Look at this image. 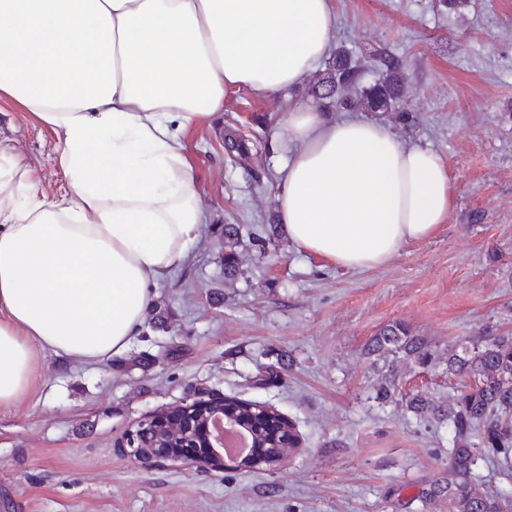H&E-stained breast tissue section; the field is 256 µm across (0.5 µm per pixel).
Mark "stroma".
<instances>
[{
	"mask_svg": "<svg viewBox=\"0 0 512 512\" xmlns=\"http://www.w3.org/2000/svg\"><path fill=\"white\" fill-rule=\"evenodd\" d=\"M336 35L359 55L402 60L409 121L377 117L448 166L454 205L432 237L390 263L337 267L290 242L276 195L287 147L272 136L311 80L263 97L230 93L224 109L181 134L209 219L184 265L161 281L128 351L95 364L39 355L33 388L0 408V512H419L443 476L448 431L377 391L448 401L469 384L448 351L512 333V0H334ZM12 139L42 190L63 196L57 135L0 100ZM240 273L224 275L225 253ZM427 342L428 366L366 352L383 329ZM196 396L269 404L299 448L256 471L141 465L123 436L136 421Z\"/></svg>",
	"mask_w": 512,
	"mask_h": 512,
	"instance_id": "1",
	"label": "stroma"
}]
</instances>
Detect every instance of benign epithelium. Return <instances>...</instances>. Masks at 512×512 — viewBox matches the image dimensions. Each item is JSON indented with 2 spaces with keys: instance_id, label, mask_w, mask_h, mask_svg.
I'll list each match as a JSON object with an SVG mask.
<instances>
[{
  "instance_id": "1",
  "label": "benign epithelium",
  "mask_w": 512,
  "mask_h": 512,
  "mask_svg": "<svg viewBox=\"0 0 512 512\" xmlns=\"http://www.w3.org/2000/svg\"><path fill=\"white\" fill-rule=\"evenodd\" d=\"M229 399L219 400L195 397L175 408H167L141 420L126 434L128 454L135 461L151 465L180 462L187 469L197 471L226 470L224 438L215 433V424L245 431L258 446L260 423L283 420L272 407L262 405L260 423H245L237 412L228 408Z\"/></svg>"
}]
</instances>
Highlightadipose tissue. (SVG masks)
Here are the masks:
<instances>
[{"mask_svg":"<svg viewBox=\"0 0 512 512\" xmlns=\"http://www.w3.org/2000/svg\"><path fill=\"white\" fill-rule=\"evenodd\" d=\"M335 28L333 0H0V99L56 132L69 179L47 198L0 139V407L30 390L40 352L95 363L129 348L208 220L181 129L231 92L299 86ZM283 127L277 215L300 249L375 268L447 219L432 150L300 101Z\"/></svg>","mask_w":512,"mask_h":512,"instance_id":"1","label":"adipose tissue"}]
</instances>
